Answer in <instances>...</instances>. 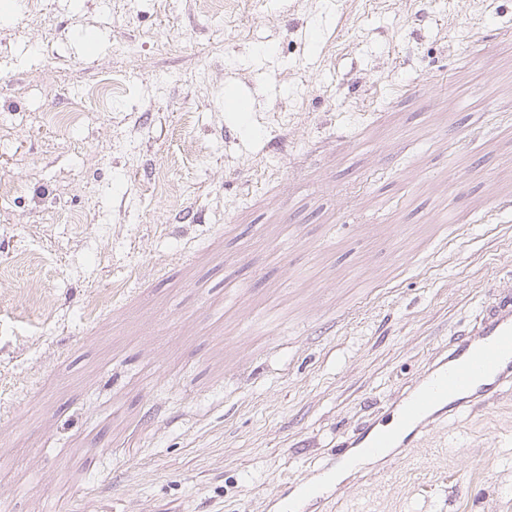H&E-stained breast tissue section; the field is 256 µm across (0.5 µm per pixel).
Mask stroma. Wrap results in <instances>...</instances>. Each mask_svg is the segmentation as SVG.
I'll list each match as a JSON object with an SVG mask.
<instances>
[{
  "label": "stroma",
  "mask_w": 512,
  "mask_h": 512,
  "mask_svg": "<svg viewBox=\"0 0 512 512\" xmlns=\"http://www.w3.org/2000/svg\"><path fill=\"white\" fill-rule=\"evenodd\" d=\"M509 279L512 0L0 5L6 512H276ZM331 512H512V396Z\"/></svg>",
  "instance_id": "stroma-1"
}]
</instances>
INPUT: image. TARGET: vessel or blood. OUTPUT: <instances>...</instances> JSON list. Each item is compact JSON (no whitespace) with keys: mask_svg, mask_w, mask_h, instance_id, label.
Wrapping results in <instances>:
<instances>
[{"mask_svg":"<svg viewBox=\"0 0 512 512\" xmlns=\"http://www.w3.org/2000/svg\"><path fill=\"white\" fill-rule=\"evenodd\" d=\"M512 386V303L479 315L446 352L440 353L379 416L353 428L327 464L302 476L277 497L280 512H326L341 494L337 474L358 477L365 462L389 468L408 459L437 423L494 403Z\"/></svg>","mask_w":512,"mask_h":512,"instance_id":"b4317fda","label":"vessel or blood"}]
</instances>
